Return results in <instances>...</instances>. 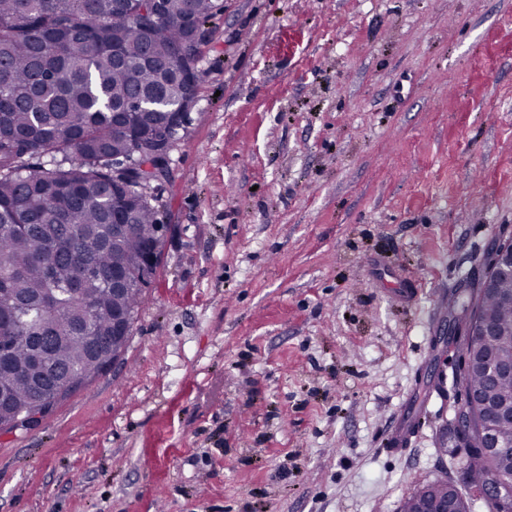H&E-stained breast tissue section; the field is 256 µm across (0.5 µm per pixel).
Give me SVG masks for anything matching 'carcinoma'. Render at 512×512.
<instances>
[{"label":"carcinoma","mask_w":512,"mask_h":512,"mask_svg":"<svg viewBox=\"0 0 512 512\" xmlns=\"http://www.w3.org/2000/svg\"><path fill=\"white\" fill-rule=\"evenodd\" d=\"M0 0V286L23 301L17 339L0 361V391L25 409L62 370L94 380L105 360L86 336L112 332V316L143 303V289L122 294L106 278L125 269L139 281L157 241V210L139 191L137 171L112 181V157L154 162L188 111L202 79L198 50L186 51L191 28L217 9L215 0ZM133 125L157 138L140 144ZM105 242L91 252L88 238ZM75 282L77 295L39 314L51 280ZM512 278L482 306L512 329ZM95 310L88 324L80 305ZM485 387L483 374L462 370L454 402ZM502 448L492 454L477 432L455 429L470 481L490 485L512 471V424H498Z\"/></svg>","instance_id":"cac0c4a2"}]
</instances>
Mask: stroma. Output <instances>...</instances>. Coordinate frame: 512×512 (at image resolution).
I'll use <instances>...</instances> for the list:
<instances>
[{"label":"stroma","instance_id":"stroma-1","mask_svg":"<svg viewBox=\"0 0 512 512\" xmlns=\"http://www.w3.org/2000/svg\"><path fill=\"white\" fill-rule=\"evenodd\" d=\"M122 366L0 431V512H399L465 476L439 294L512 239V0H219ZM417 421L418 418L414 411L404 410L401 412L388 431L386 438L388 449L396 453L402 448H406Z\"/></svg>","mask_w":512,"mask_h":512}]
</instances>
